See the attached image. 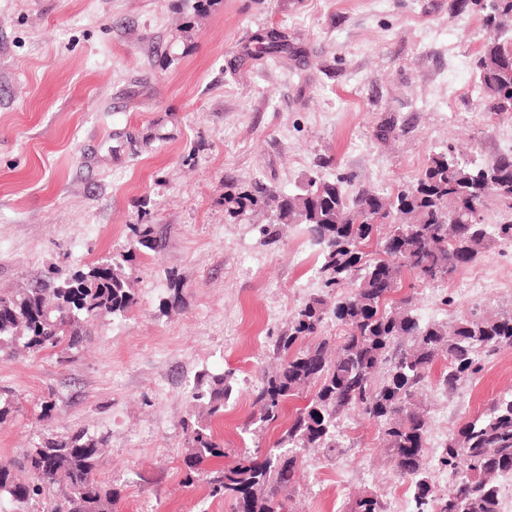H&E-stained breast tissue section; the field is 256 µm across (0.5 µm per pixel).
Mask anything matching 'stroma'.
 Returning <instances> with one entry per match:
<instances>
[{
    "label": "stroma",
    "instance_id": "1",
    "mask_svg": "<svg viewBox=\"0 0 512 512\" xmlns=\"http://www.w3.org/2000/svg\"><path fill=\"white\" fill-rule=\"evenodd\" d=\"M272 30L300 54L262 53L256 38ZM488 35L483 11L454 0H0V294L132 247V225H151L155 240L127 271L136 305L98 318L73 358L0 359V399L13 406L0 462L85 428L108 438L98 474L121 488L118 512H233L204 482H184L191 390L201 373L231 374L224 412L207 423L226 463L264 455L294 408L247 426L252 393L320 282L301 228L264 245L250 224L226 222V178L288 193L325 157L324 176L387 193L447 144L478 160L511 153L512 112L477 104L473 62ZM487 277L494 291H465ZM174 280L183 303L165 313ZM402 287L426 321L512 306V247L442 286L407 273ZM426 394L437 481L448 435L512 396V349L455 397L435 380ZM339 435L344 456L305 457L293 512H348L362 493L393 502L401 479L377 428L353 415Z\"/></svg>",
    "mask_w": 512,
    "mask_h": 512
}]
</instances>
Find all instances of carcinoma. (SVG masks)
<instances>
[{
  "instance_id": "carcinoma-1",
  "label": "carcinoma",
  "mask_w": 512,
  "mask_h": 512,
  "mask_svg": "<svg viewBox=\"0 0 512 512\" xmlns=\"http://www.w3.org/2000/svg\"><path fill=\"white\" fill-rule=\"evenodd\" d=\"M484 8L489 36L476 63L481 105L487 112H512V45L498 37L502 19L512 17V0H490ZM511 167L512 154L477 163L448 145L389 194L352 191L348 174H315L288 194L258 177L243 187L225 185L227 220L267 215L266 223L253 225L266 245L278 240L279 226L301 225L318 253L320 293L302 302L277 336L279 363L262 374L253 393L264 423L278 420L290 399L307 402L263 459L222 467L205 465L223 458L224 446L199 421L185 422L186 483L204 481L209 495L233 501L235 512H290L286 489L303 458L342 452L339 424L355 413L377 426L398 475L413 489L416 512H501L495 479L512 472V397L491 402L448 436L440 462L452 484L439 490L424 463V396L439 361L445 363L439 384L454 393L478 377L485 360L512 348V310L424 321L400 288L406 272L425 285L446 282L493 245H512V183L495 186L491 179ZM494 202L503 215L491 226L483 213ZM132 233L137 245L154 248L152 225L135 224ZM135 258L131 248L66 278H44L18 297L0 295V359L80 349L92 339L96 319L136 304L126 277ZM329 317L344 331L336 343L323 335ZM306 339L312 344L303 345ZM231 393L229 375L215 374L193 388L192 398L215 417ZM106 446L105 436L77 429L44 436L19 460L0 463V512H30L40 503L45 512H116L121 489L97 476ZM17 469L29 480L18 481ZM53 486L60 494L48 499ZM349 512H385V506L369 495Z\"/></svg>"
}]
</instances>
